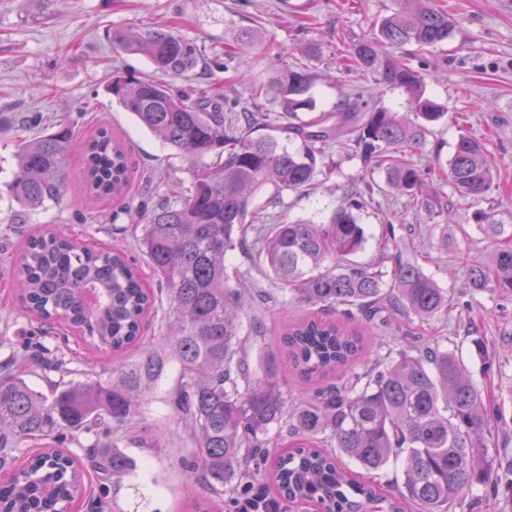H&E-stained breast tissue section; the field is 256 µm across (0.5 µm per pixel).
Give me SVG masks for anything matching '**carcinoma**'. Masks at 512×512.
<instances>
[{
	"label": "carcinoma",
	"mask_w": 512,
	"mask_h": 512,
	"mask_svg": "<svg viewBox=\"0 0 512 512\" xmlns=\"http://www.w3.org/2000/svg\"><path fill=\"white\" fill-rule=\"evenodd\" d=\"M456 18L435 0H399V8L376 20L374 32L348 43L351 69L371 76L384 89H399L408 111L378 105L363 84L352 86L345 103L329 113L313 114L308 95L314 75L282 69L279 86L290 123L281 128L300 144L289 148L273 136H252L255 113L224 116L219 102L165 81L199 65L195 43L167 27L112 30V47L146 58L158 76H118L106 92L176 155L190 162L191 183L153 207L126 201L130 168L123 146L100 127L84 142L74 140L65 124L25 140L15 152L16 168L7 185L12 198L36 208L62 195V176L71 151L81 150L85 182L97 198L124 203L135 215L139 252L166 295L167 336L162 345L124 364L107 381L54 380L67 373L64 357L43 358V392L27 379V370L0 375V451L23 441L60 443L67 432L109 439L112 452L97 454L100 470L114 479L130 469L118 450L127 426L143 412L167 366L174 362L179 385L171 398L185 419L195 451L184 462L189 486L201 484L207 500L221 499L246 477L265 472L267 449L292 439L269 475L281 498L320 502L324 512H456L463 494L497 480L486 444L497 417L494 400L478 388L455 353L409 348L383 361L370 359L373 329L401 319L396 329L411 336L414 323L430 324L448 309V296L419 265L395 261L391 281L382 265L388 259L393 224H385L383 247L372 263L353 257L367 242L359 212L358 190L346 193L321 222L258 223V194L266 187L309 192L323 174L326 149L346 139L365 168L386 172L388 186L418 198L424 181L411 156L423 145L428 126L448 116L426 93L423 75L383 46L432 48L452 35ZM254 47L252 32L237 34L225 50L227 62ZM448 180L462 196L480 202L493 188L484 144L462 135L448 163ZM477 227L495 240L484 266L469 269V287L512 290V241L502 239L505 225L496 214L475 213ZM255 233L251 260L264 267L289 301L333 309L334 319L287 322L282 351L310 394L294 402L285 396L279 356L273 352L252 364L241 312L253 293L230 284L229 252L245 246ZM17 288L32 315L49 334L63 324L96 350L123 352L142 339L144 318L157 297L143 287L141 270L129 250L114 246L93 253L75 239L34 235L22 255ZM359 365L362 371L352 367ZM337 448L336 452L329 448ZM364 471L380 474L391 463L402 466V484L381 491L373 481L358 480L342 458ZM75 459L43 447L0 481V512H69L84 495Z\"/></svg>",
	"instance_id": "carcinoma-1"
}]
</instances>
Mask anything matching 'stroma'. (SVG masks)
Returning a JSON list of instances; mask_svg holds the SVG:
<instances>
[{
    "label": "stroma",
    "mask_w": 512,
    "mask_h": 512,
    "mask_svg": "<svg viewBox=\"0 0 512 512\" xmlns=\"http://www.w3.org/2000/svg\"><path fill=\"white\" fill-rule=\"evenodd\" d=\"M459 20L447 42L425 50L404 52L425 76L428 93L447 108L449 117L433 126L413 156L429 187L426 197L410 200L392 192L383 171L365 172L358 157L333 144L327 161L332 172L311 193L288 191L273 198L264 190L256 199L265 223L320 220L330 215L350 187L371 185L373 192L360 212L369 238L358 261L373 260L385 232L387 215L407 213L395 224L390 252L419 263L448 293V314L423 326L421 340L454 349L474 381L493 397L499 408L487 436L498 456L495 489L474 488L471 512H512V294L469 288L468 270L487 263L494 243L476 228V210H493L512 235V0H437ZM397 0H0V186L15 168L20 139L43 134L40 125L20 128L18 119L35 115L63 117L74 139L95 135L96 122L109 120L113 136L121 140L133 170L129 196L133 204L162 201L173 184L189 185L190 163L169 154L161 142L141 129L129 112L106 92L114 76L153 75L143 57L114 50L107 36L117 27L145 29L166 26L192 40L207 62L194 71L167 75L177 89L205 93L220 100L225 111L254 106L259 133L283 125L278 78L283 67L307 62L316 80L311 93L318 110L330 112L358 73L346 71L336 48L368 34L372 22L391 14ZM249 28L256 34L250 54L234 59L228 69L213 61L232 41L235 32ZM262 84L266 98L252 103L250 87ZM482 141L494 169V189L480 204L460 196L440 175L460 135ZM451 211L455 225L429 219L428 211ZM129 215L112 202L90 195L84 181V159L72 153L65 169L59 201L30 210L0 193V364L26 359L28 378L40 383L35 360L42 349H61L72 380L111 377L113 368L137 359L134 348L116 356L89 352L71 329L57 326L44 335L26 314L15 282L28 235L57 231L82 245L103 249L122 243L134 247ZM453 239V247L442 245ZM238 279L253 284L262 297L242 314L243 322L262 321L265 333L254 341L257 349L278 350L282 317L298 319L304 308L287 305L288 295L264 270L241 257ZM489 348V361L476 355L473 337ZM178 386V369L169 367L147 399L131 428L135 444L126 452L133 471L115 482L103 480L86 462L92 435L79 433L64 445L78 458L87 493L76 512H197L201 487L186 489L182 463L194 445L170 399Z\"/></svg>",
    "instance_id": "1"
}]
</instances>
